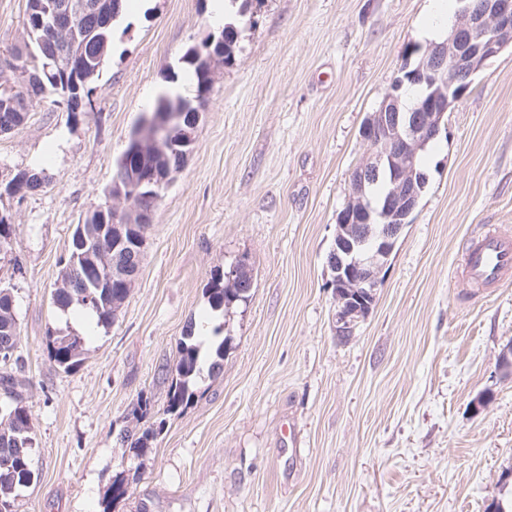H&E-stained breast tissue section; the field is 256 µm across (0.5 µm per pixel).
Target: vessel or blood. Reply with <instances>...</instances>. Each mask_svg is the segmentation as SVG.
I'll return each mask as SVG.
<instances>
[{
    "label": "vessel or blood",
    "instance_id": "1",
    "mask_svg": "<svg viewBox=\"0 0 512 512\" xmlns=\"http://www.w3.org/2000/svg\"><path fill=\"white\" fill-rule=\"evenodd\" d=\"M462 278L472 288L498 285L512 279V233L487 228L466 251Z\"/></svg>",
    "mask_w": 512,
    "mask_h": 512
}]
</instances>
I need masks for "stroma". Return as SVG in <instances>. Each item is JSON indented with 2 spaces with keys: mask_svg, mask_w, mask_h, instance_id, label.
Segmentation results:
<instances>
[{
  "mask_svg": "<svg viewBox=\"0 0 512 512\" xmlns=\"http://www.w3.org/2000/svg\"><path fill=\"white\" fill-rule=\"evenodd\" d=\"M208 4L130 9L82 112L43 103L0 134V184L23 169L49 181L0 195L14 226L0 286L15 296L22 359L0 373L25 383L36 442L14 512H487L512 500V374L500 365L512 282L477 293L457 278L488 226L512 231V50L423 151L428 185L371 311L342 338L328 256L367 154L360 127L418 46L431 0H227L220 22ZM226 22L234 58L157 203L135 285L63 372L45 337L70 324L51 291L74 229L104 204L169 73L194 97L181 57ZM241 258L249 299L213 311L212 273ZM202 324V351L227 342L222 367L168 412L177 345ZM149 427L151 450L134 458L126 438ZM120 472L135 480L112 504Z\"/></svg>",
  "mask_w": 512,
  "mask_h": 512,
  "instance_id": "stroma-1",
  "label": "stroma"
}]
</instances>
